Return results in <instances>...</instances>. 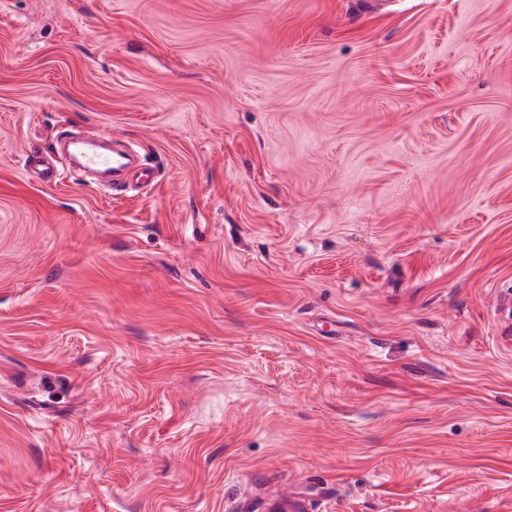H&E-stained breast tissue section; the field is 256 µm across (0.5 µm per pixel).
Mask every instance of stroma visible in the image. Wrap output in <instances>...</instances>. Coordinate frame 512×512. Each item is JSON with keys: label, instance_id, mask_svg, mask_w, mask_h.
<instances>
[{"label": "stroma", "instance_id": "35a3bbf8", "mask_svg": "<svg viewBox=\"0 0 512 512\" xmlns=\"http://www.w3.org/2000/svg\"><path fill=\"white\" fill-rule=\"evenodd\" d=\"M499 282L512 0H0V512H512ZM110 139V135H104L102 131L96 128H88L85 133L86 147L83 151V161L92 167L108 166L113 163V159L109 156L99 153L95 149V142H102ZM266 512H307L309 505L306 501L294 496L287 487L262 509Z\"/></svg>", "mask_w": 512, "mask_h": 512}]
</instances>
